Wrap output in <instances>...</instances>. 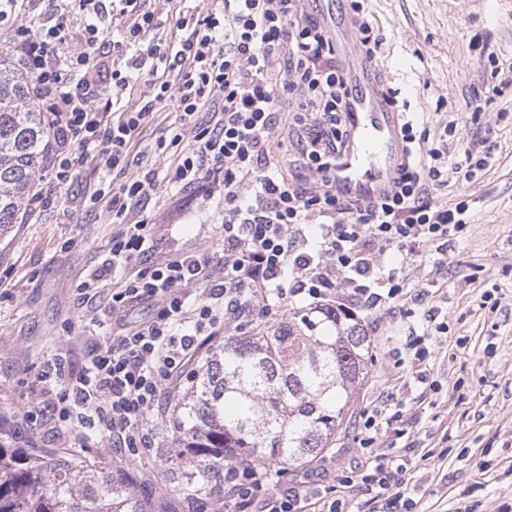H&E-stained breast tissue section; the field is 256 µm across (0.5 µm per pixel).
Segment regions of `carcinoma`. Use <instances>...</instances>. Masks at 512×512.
<instances>
[{
    "instance_id": "carcinoma-1",
    "label": "carcinoma",
    "mask_w": 512,
    "mask_h": 512,
    "mask_svg": "<svg viewBox=\"0 0 512 512\" xmlns=\"http://www.w3.org/2000/svg\"><path fill=\"white\" fill-rule=\"evenodd\" d=\"M45 105L14 51L0 48V239L22 223L54 144ZM291 312L208 349L158 479L183 512H224L225 449L277 477L328 450L372 360L367 324L333 307ZM0 512H153L124 467L60 456L0 427Z\"/></svg>"
}]
</instances>
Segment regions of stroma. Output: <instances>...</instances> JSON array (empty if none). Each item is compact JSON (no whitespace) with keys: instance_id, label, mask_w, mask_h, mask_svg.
Wrapping results in <instances>:
<instances>
[{"instance_id":"1","label":"stroma","mask_w":512,"mask_h":512,"mask_svg":"<svg viewBox=\"0 0 512 512\" xmlns=\"http://www.w3.org/2000/svg\"><path fill=\"white\" fill-rule=\"evenodd\" d=\"M368 7L386 37L379 69L416 121L432 129L448 120L488 137L492 157L472 181L434 194L469 203L440 274H431L428 257L412 256L403 263L405 296L359 312L373 359L326 460L340 471L357 461L363 414L391 397L412 421L397 441L415 448L403 489L412 512H512V86L488 92L493 66L512 67V0H369ZM99 179L98 169L85 167L61 189L58 207L18 225L0 245L1 416H20L44 361L63 351L81 369L112 333L111 286L95 301L105 320L97 335L83 330L76 291L119 230L111 213L84 202ZM145 213L156 256L171 248L221 253L222 218L205 188L187 190L175 209L149 202ZM433 316L448 333L429 343L420 381L397 367L393 350ZM126 466L154 512H177V498L158 481L155 454Z\"/></svg>"}]
</instances>
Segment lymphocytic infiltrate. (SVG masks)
<instances>
[{"label": "lymphocytic infiltrate", "instance_id": "1", "mask_svg": "<svg viewBox=\"0 0 512 512\" xmlns=\"http://www.w3.org/2000/svg\"><path fill=\"white\" fill-rule=\"evenodd\" d=\"M117 2L107 15L101 0H0V26L54 123L49 182L30 213L57 204L92 162L116 183L96 185L89 201L120 225L108 257L77 286L90 303L111 281V339L77 372L65 353L48 359L22 420L46 419L51 437L79 446L93 430L116 453L139 456L155 446L167 397L227 331L301 294L352 316L402 295V269L382 255L443 254L468 205L433 194L484 169L491 151L454 122L429 130L406 118L388 191L344 197L326 174L350 148L354 84L319 12L305 0H163L156 12L141 10V0ZM350 9L360 54L381 56L384 37L364 0ZM142 82L138 108H125ZM165 107L176 114L172 127L142 149L141 128ZM204 110L209 122H196ZM277 134L289 137L291 152L273 149ZM200 183L224 212L223 254L151 260L152 226L137 215L139 204L161 194L177 205L180 191ZM146 302L152 317L130 322ZM407 425L385 406L363 422V473L347 484L382 512L397 505L408 468L375 442L383 433L403 437ZM334 491L331 475L316 472L275 494L268 467L224 460V502L233 512H342Z\"/></svg>", "mask_w": 512, "mask_h": 512}]
</instances>
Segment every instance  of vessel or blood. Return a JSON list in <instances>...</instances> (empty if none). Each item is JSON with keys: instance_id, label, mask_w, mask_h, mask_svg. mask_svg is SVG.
I'll list each match as a JSON object with an SVG mask.
<instances>
[{"instance_id": "obj_1", "label": "vessel or blood", "mask_w": 512, "mask_h": 512, "mask_svg": "<svg viewBox=\"0 0 512 512\" xmlns=\"http://www.w3.org/2000/svg\"><path fill=\"white\" fill-rule=\"evenodd\" d=\"M376 61L360 59L353 75L358 95L351 106V147L336 169V189L348 197L376 198L397 170L401 145L397 109L377 91Z\"/></svg>"}]
</instances>
